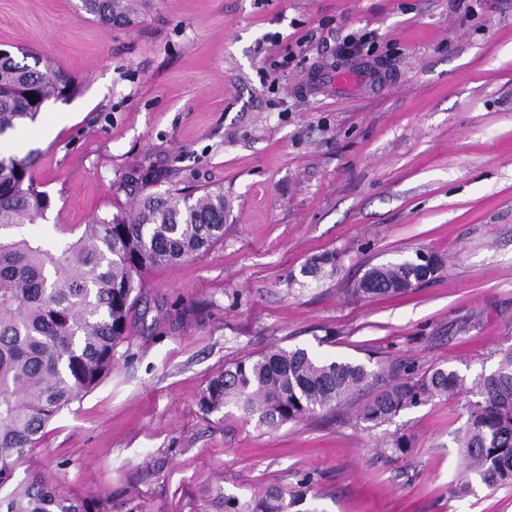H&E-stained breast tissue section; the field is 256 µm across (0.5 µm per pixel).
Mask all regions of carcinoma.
Returning a JSON list of instances; mask_svg holds the SVG:
<instances>
[{
    "instance_id": "obj_1",
    "label": "carcinoma",
    "mask_w": 512,
    "mask_h": 512,
    "mask_svg": "<svg viewBox=\"0 0 512 512\" xmlns=\"http://www.w3.org/2000/svg\"><path fill=\"white\" fill-rule=\"evenodd\" d=\"M81 10L107 28L137 23L146 0H80ZM80 87L49 60L43 68L0 58V136L35 121L51 100L76 96ZM52 206L28 157L0 152V512H92V503L65 497L38 472L15 481L16 469L37 447L45 428L65 407L112 373L117 348L128 338V317L149 270L199 257L224 240V190L187 191L172 185L145 192L128 212L92 216L81 234L56 249L15 232L45 217ZM420 253L369 268L355 283L359 297H398L435 276L442 261ZM336 252L313 258L303 276L336 271ZM365 386L374 398L359 420L379 426L404 410L436 398L468 396L466 420L455 434L467 474L489 489L512 484V347L496 369L473 380L442 366L417 375L410 363L389 381L364 363L317 358L304 348L270 349L224 367L203 391L208 412L228 405L266 427L296 421L338 405ZM405 435L385 451L405 457ZM288 491L269 485L253 498H224V512H288Z\"/></svg>"
}]
</instances>
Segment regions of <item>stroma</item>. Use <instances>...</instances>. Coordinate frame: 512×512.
Wrapping results in <instances>:
<instances>
[{"instance_id":"35a3bbf8","label":"stroma","mask_w":512,"mask_h":512,"mask_svg":"<svg viewBox=\"0 0 512 512\" xmlns=\"http://www.w3.org/2000/svg\"><path fill=\"white\" fill-rule=\"evenodd\" d=\"M375 56L340 59L350 35ZM0 47L48 57L80 92L5 149L53 201L23 233L56 245L144 186L220 187L224 240L150 270L111 375L47 427L27 467L97 512H224L275 484L297 512H512V485L455 495L464 398L374 428L350 401L270 428L199 398L225 366L297 347L467 378L512 346V0H150L107 30L79 0H0ZM336 252L334 274L293 282ZM442 270L360 298L372 266ZM410 453L381 455L396 434Z\"/></svg>"}]
</instances>
